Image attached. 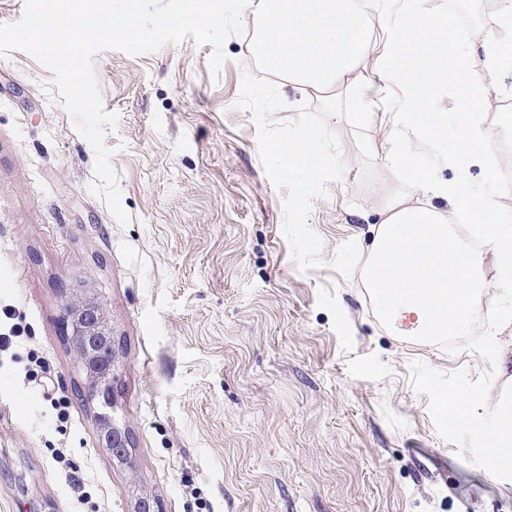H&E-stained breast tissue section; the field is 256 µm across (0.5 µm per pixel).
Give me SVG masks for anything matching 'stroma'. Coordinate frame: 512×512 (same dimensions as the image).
<instances>
[{
  "label": "stroma",
  "mask_w": 512,
  "mask_h": 512,
  "mask_svg": "<svg viewBox=\"0 0 512 512\" xmlns=\"http://www.w3.org/2000/svg\"><path fill=\"white\" fill-rule=\"evenodd\" d=\"M230 37L95 57L105 143L130 215L90 191L94 152L31 55L0 58V308L19 337L0 353V512H512V478L482 465L495 412L445 415L499 370L512 291L483 289L456 337L404 339L379 316L363 267L373 224L408 179L374 158L362 182L352 127L329 124L344 171L309 223L324 264L303 272L282 234L283 191L236 105L243 72L278 82L290 120L323 95L247 60ZM104 306L114 411L130 465L98 440L63 307Z\"/></svg>",
  "instance_id": "obj_1"
}]
</instances>
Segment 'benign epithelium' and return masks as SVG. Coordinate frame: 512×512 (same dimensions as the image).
<instances>
[{"label": "benign epithelium", "mask_w": 512, "mask_h": 512, "mask_svg": "<svg viewBox=\"0 0 512 512\" xmlns=\"http://www.w3.org/2000/svg\"><path fill=\"white\" fill-rule=\"evenodd\" d=\"M64 319L69 321L75 339V350L89 380L87 395L99 400L103 412L99 414V443L112 456L130 463L129 441L126 431L113 423L110 411L112 401L113 342L109 335L103 308L97 303L77 305L68 302Z\"/></svg>", "instance_id": "1"}]
</instances>
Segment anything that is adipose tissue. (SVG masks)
Returning <instances> with one entry per match:
<instances>
[{
	"label": "adipose tissue",
	"instance_id": "obj_1",
	"mask_svg": "<svg viewBox=\"0 0 512 512\" xmlns=\"http://www.w3.org/2000/svg\"><path fill=\"white\" fill-rule=\"evenodd\" d=\"M395 12L376 0H257L248 57H261L290 82L318 91L342 85L370 90L394 86L397 112L382 147L385 160L411 172L405 190L392 198L377 228L366 280L381 313L402 336H448L477 318L482 254L500 258L496 286L512 288V191L476 195L469 169L483 166L495 137L481 113L496 108L488 87L512 74V5L496 15L492 33L477 47L457 46L447 16L423 9L419 0H397ZM386 49L369 50L374 27ZM460 91L477 117L470 124V152L448 146L436 103L445 90ZM457 166L452 183L419 174L427 146ZM444 206H435V199ZM469 225L479 240L470 248L454 232ZM499 410L485 436L484 461L497 476L512 475V387L444 398L443 413L470 414L477 401Z\"/></svg>",
	"mask_w": 512,
	"mask_h": 512
}]
</instances>
